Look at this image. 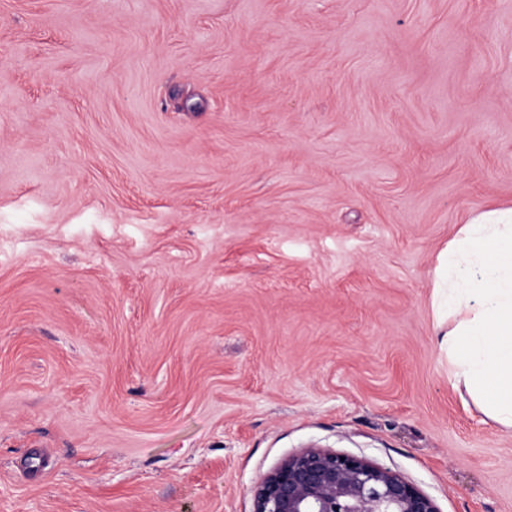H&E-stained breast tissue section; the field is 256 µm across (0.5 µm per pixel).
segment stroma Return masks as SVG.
<instances>
[{
  "mask_svg": "<svg viewBox=\"0 0 512 512\" xmlns=\"http://www.w3.org/2000/svg\"><path fill=\"white\" fill-rule=\"evenodd\" d=\"M499 206L512 0H0V512H253L310 447L512 512L431 303Z\"/></svg>",
  "mask_w": 512,
  "mask_h": 512,
  "instance_id": "obj_1",
  "label": "stroma"
}]
</instances>
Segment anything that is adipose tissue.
<instances>
[{
  "label": "adipose tissue",
  "mask_w": 512,
  "mask_h": 512,
  "mask_svg": "<svg viewBox=\"0 0 512 512\" xmlns=\"http://www.w3.org/2000/svg\"><path fill=\"white\" fill-rule=\"evenodd\" d=\"M433 307L455 384L512 429V207L472 217L438 256Z\"/></svg>",
  "instance_id": "adipose-tissue-1"
}]
</instances>
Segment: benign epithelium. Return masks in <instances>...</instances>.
<instances>
[{
	"label": "benign epithelium",
	"mask_w": 512,
	"mask_h": 512,
	"mask_svg": "<svg viewBox=\"0 0 512 512\" xmlns=\"http://www.w3.org/2000/svg\"><path fill=\"white\" fill-rule=\"evenodd\" d=\"M253 512H439L397 472L328 448H304L257 485Z\"/></svg>",
	"instance_id": "1"
}]
</instances>
